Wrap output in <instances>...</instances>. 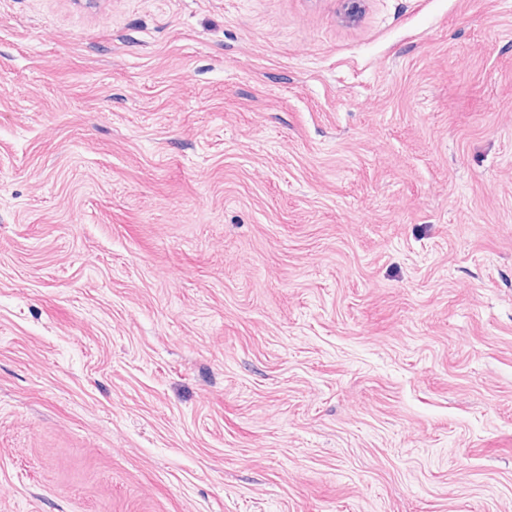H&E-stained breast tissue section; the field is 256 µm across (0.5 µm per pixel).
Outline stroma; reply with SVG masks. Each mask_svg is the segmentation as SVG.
Masks as SVG:
<instances>
[{"label":"stroma","mask_w":512,"mask_h":512,"mask_svg":"<svg viewBox=\"0 0 512 512\" xmlns=\"http://www.w3.org/2000/svg\"><path fill=\"white\" fill-rule=\"evenodd\" d=\"M0 512H512V0H0Z\"/></svg>","instance_id":"obj_1"}]
</instances>
